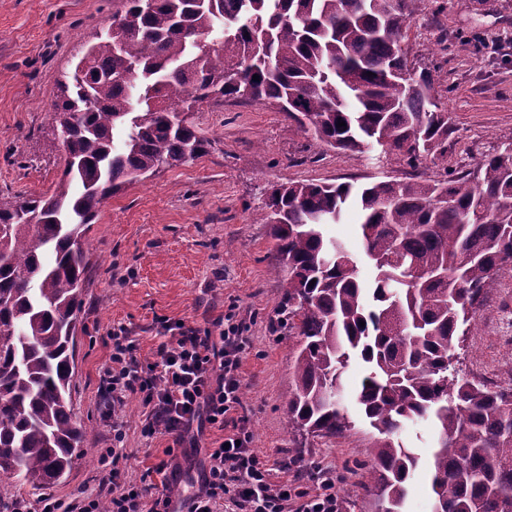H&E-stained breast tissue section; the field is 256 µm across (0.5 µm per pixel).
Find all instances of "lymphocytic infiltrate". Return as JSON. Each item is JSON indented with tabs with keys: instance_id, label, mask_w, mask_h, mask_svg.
<instances>
[{
	"instance_id": "1",
	"label": "lymphocytic infiltrate",
	"mask_w": 512,
	"mask_h": 512,
	"mask_svg": "<svg viewBox=\"0 0 512 512\" xmlns=\"http://www.w3.org/2000/svg\"><path fill=\"white\" fill-rule=\"evenodd\" d=\"M161 329L165 340L155 363L138 358L126 327L110 329L104 340L110 354L100 384L109 401L100 417L111 439L99 451L97 489H79L69 501L46 494L34 510L18 499L12 512H142L143 492L126 474V423L119 413L132 396L143 408L145 434L161 431L178 447L197 448L206 428L223 433L220 444L206 449L200 487L187 497V512H340L330 473H323L315 491L304 492L274 483L255 454L243 412L242 325L226 324L216 336L182 320Z\"/></svg>"
}]
</instances>
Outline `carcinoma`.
I'll return each instance as SVG.
<instances>
[{
	"instance_id": "carcinoma-1",
	"label": "carcinoma",
	"mask_w": 512,
	"mask_h": 512,
	"mask_svg": "<svg viewBox=\"0 0 512 512\" xmlns=\"http://www.w3.org/2000/svg\"><path fill=\"white\" fill-rule=\"evenodd\" d=\"M417 2L112 0L106 34L57 82L50 132L66 159L54 190L0 193V473L49 484L70 471L83 438L70 382L85 234L126 185L207 153L212 139L188 120L196 107L270 104L334 149L446 155L438 72L411 69L403 46ZM350 206L370 281L324 231ZM256 223L288 270L287 421L316 436L354 429L334 392L358 357L368 374L354 400L372 429L363 487L377 512H404L419 457L401 432L417 420L438 433L433 512H512V387L452 369L478 298L512 267V142L450 179L281 184Z\"/></svg>"
}]
</instances>
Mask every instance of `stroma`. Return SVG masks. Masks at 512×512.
I'll return each instance as SVG.
<instances>
[{"label":"stroma","instance_id":"35a3bbf8","mask_svg":"<svg viewBox=\"0 0 512 512\" xmlns=\"http://www.w3.org/2000/svg\"><path fill=\"white\" fill-rule=\"evenodd\" d=\"M111 17L112 0H0V191L25 199L54 189L64 167L61 147L47 134L57 81ZM403 44L413 67L441 75L434 95L448 110L445 158L411 164L377 147L335 150L300 133L274 106L228 100L191 116L213 140L208 154L160 169L104 202L86 234L89 272L71 383L74 418L85 435L59 483L36 487L0 474V512L19 498L34 505L48 493L68 500L78 488L96 489L97 450L109 436L97 411L108 329H129L139 343L138 357L153 363L163 341L162 321L206 329L229 313L248 338L243 403L257 456L273 467L275 480L302 490H315L317 471L331 470L337 492L351 494L350 512H375L361 486L369 427L336 438L312 437L294 431L285 418L293 382L292 340L279 310L286 272L268 225L257 223L256 214L281 183L446 179L472 169L512 138V0H419ZM476 315L477 327L456 349V367L488 386H511L512 272L485 288ZM121 414L128 475L153 485L144 499L146 512L164 491L159 475L148 469L166 457L182 466V493H193L203 454H185L161 432L142 435L137 398H129ZM434 438L427 421L402 433L421 459L405 512L433 510L426 478Z\"/></svg>","mask_w":512,"mask_h":512}]
</instances>
